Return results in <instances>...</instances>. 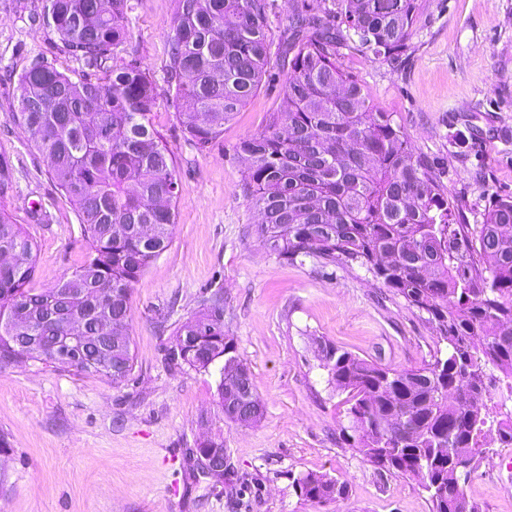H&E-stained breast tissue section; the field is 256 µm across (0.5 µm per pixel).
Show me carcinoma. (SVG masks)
<instances>
[{
    "mask_svg": "<svg viewBox=\"0 0 512 512\" xmlns=\"http://www.w3.org/2000/svg\"><path fill=\"white\" fill-rule=\"evenodd\" d=\"M138 0H43L33 21L52 28L79 64L68 75L43 57L19 76L12 119L80 218L89 251L56 286L32 287L36 242L1 202L14 189L0 155V369L33 362L116 386L131 380L130 293L172 244L178 182L154 128L153 80L118 55ZM270 0H176L167 76L176 118L203 148L269 77L286 70L282 107L263 131L239 141L241 189L260 220L254 232L277 259L358 264L425 317L437 342L421 367L398 368L319 344L328 382L349 394L343 429L370 462L410 478L432 512H456L455 493L488 457L487 424L512 444V196L495 198L483 222L463 223L432 164L413 152L391 112L339 61L340 49L393 67L403 63L419 0H301L279 37ZM175 368L218 369L220 414L240 420L255 400L249 369L224 335V292L173 332ZM197 467L224 478L220 435L197 443ZM304 500L325 505L346 485L326 475L294 479Z\"/></svg>",
    "mask_w": 512,
    "mask_h": 512,
    "instance_id": "obj_1",
    "label": "carcinoma"
}]
</instances>
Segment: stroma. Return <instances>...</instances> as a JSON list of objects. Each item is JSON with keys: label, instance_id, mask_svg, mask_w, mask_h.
Here are the masks:
<instances>
[{"label": "stroma", "instance_id": "stroma-1", "mask_svg": "<svg viewBox=\"0 0 512 512\" xmlns=\"http://www.w3.org/2000/svg\"><path fill=\"white\" fill-rule=\"evenodd\" d=\"M42 0H0V154L15 176L4 202L38 245L34 288H53L85 260L74 206L13 121L19 75L44 57L75 70L57 34L36 23ZM174 0H140L126 21L121 56L135 57L158 94L153 124L174 154L178 178L173 242L133 286L131 380L26 363L0 369V433L12 454L0 512H430L409 478L369 462L345 441L346 395L329 384L318 344L392 367L430 361L436 339L404 299L364 268L324 274L315 260L290 265L252 235L258 216L240 189L233 148L261 132L282 100L264 85L205 148L178 124L166 76ZM340 61L406 131L479 224L493 196H512V0H422L404 67L342 50ZM224 291V332L248 367L264 415L251 426L217 416L214 375L166 359L173 330L199 309L204 289ZM223 433L227 471L204 476L190 454ZM512 445L470 476L483 512H512ZM313 472L347 487L338 501L301 499L293 480Z\"/></svg>", "mask_w": 512, "mask_h": 512}]
</instances>
